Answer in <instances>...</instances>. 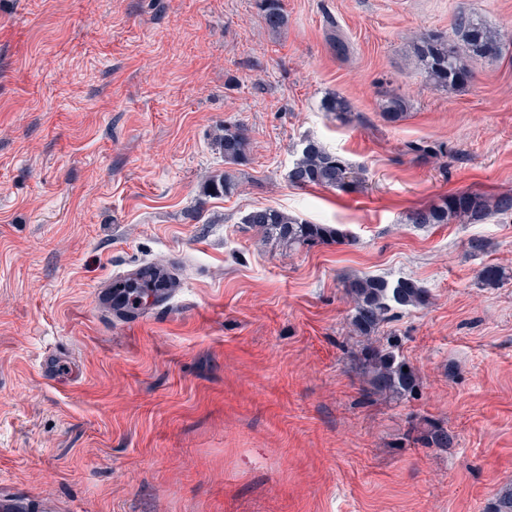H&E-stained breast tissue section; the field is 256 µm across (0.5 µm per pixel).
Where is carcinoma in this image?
<instances>
[{
  "label": "carcinoma",
  "mask_w": 512,
  "mask_h": 512,
  "mask_svg": "<svg viewBox=\"0 0 512 512\" xmlns=\"http://www.w3.org/2000/svg\"><path fill=\"white\" fill-rule=\"evenodd\" d=\"M265 25L272 31L282 32L288 23L280 0H260ZM457 39L450 41L440 36L421 33L413 38L411 53L416 65L437 87L454 89L469 81L468 64L481 59L498 57L503 53L504 41L512 35L487 27L478 17L461 12L455 21ZM320 109L348 123L354 118L351 103L336 94L325 95ZM408 111L407 100L397 94L387 96L384 115L394 122ZM224 151V162L243 165L248 161L249 137L240 125L224 126L219 138ZM408 150L419 158L438 157L447 153L438 142L411 143ZM288 183L297 188L319 186L339 191L351 189L355 182L352 168L339 155L327 150L314 139L300 143L296 158L288 171ZM238 184L231 173L212 179L206 186L209 196H230ZM494 215H512V195L487 197L476 192H461L448 197L441 204L411 212L406 223L416 226L449 224L453 220L479 224ZM241 223L259 227L276 236L290 249L312 247L319 244L341 243L347 239L345 229L332 224H314L296 215L274 208H255L246 213ZM346 294L352 302L351 324L362 336H371L381 325L397 320L404 309L423 303L425 289L410 279L390 282L383 277L361 276L344 282ZM360 365L368 390L373 395L402 397L412 394L417 387L413 370L403 371L406 361L399 353L398 342H386L365 349ZM415 441L438 448L448 447V431L437 423H428Z\"/></svg>",
  "instance_id": "carcinoma-1"
}]
</instances>
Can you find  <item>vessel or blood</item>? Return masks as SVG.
I'll use <instances>...</instances> for the list:
<instances>
[{
  "label": "vessel or blood",
  "mask_w": 512,
  "mask_h": 512,
  "mask_svg": "<svg viewBox=\"0 0 512 512\" xmlns=\"http://www.w3.org/2000/svg\"><path fill=\"white\" fill-rule=\"evenodd\" d=\"M95 301L109 314L136 325L149 311L165 308L168 288L162 273L142 266L123 275L118 281L99 288Z\"/></svg>",
  "instance_id": "b4317fda"
}]
</instances>
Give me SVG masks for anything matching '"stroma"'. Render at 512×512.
<instances>
[{"mask_svg": "<svg viewBox=\"0 0 512 512\" xmlns=\"http://www.w3.org/2000/svg\"><path fill=\"white\" fill-rule=\"evenodd\" d=\"M0 0V493L12 512H486L512 489V215L416 227L463 191L512 194V44L441 90L409 63L459 12L512 30V0ZM349 45L337 54L331 41ZM410 109L382 117L385 90ZM328 93L356 114L319 108ZM250 138L225 167L224 123ZM311 137L361 171L288 183ZM412 141L444 143L419 159ZM231 172L230 197H207ZM273 207L350 231L288 249ZM489 248L472 254L468 241ZM173 268L171 306L106 320L98 285ZM504 272L485 286L481 270ZM427 290L358 335L344 279ZM395 337L414 396H368L355 358ZM75 379L46 378L47 353ZM433 420L445 448L407 440ZM280 0H261L260 6L265 25L272 31L282 32L288 23Z\"/></svg>", "mask_w": 512, "mask_h": 512, "instance_id": "stroma-1", "label": "stroma"}]
</instances>
